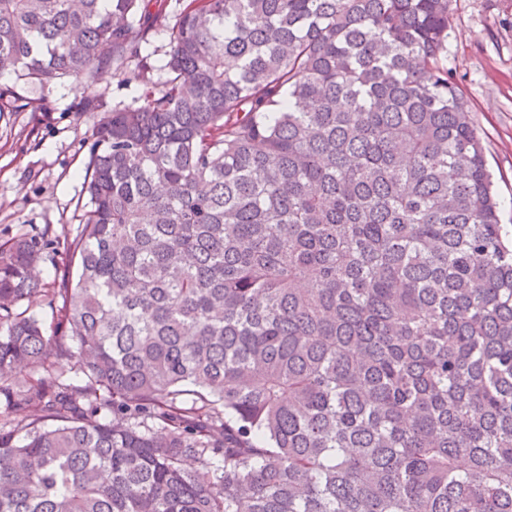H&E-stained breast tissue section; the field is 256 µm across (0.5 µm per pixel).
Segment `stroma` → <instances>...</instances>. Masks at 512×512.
<instances>
[{"instance_id":"35a3bbf8","label":"stroma","mask_w":512,"mask_h":512,"mask_svg":"<svg viewBox=\"0 0 512 512\" xmlns=\"http://www.w3.org/2000/svg\"><path fill=\"white\" fill-rule=\"evenodd\" d=\"M448 66L466 93L486 148L502 223L512 224V0H452ZM180 11L166 0L165 12L148 34L143 51L156 65L154 81L168 77L159 65L169 49L168 26ZM137 81L120 82L104 71L91 89L64 81L50 87L0 77V242L50 230L75 235L87 194L84 176L88 141L101 111L138 105ZM68 258L50 248L41 265L45 295L32 312L51 321L49 292L59 287Z\"/></svg>"}]
</instances>
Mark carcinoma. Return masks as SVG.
<instances>
[{
  "mask_svg": "<svg viewBox=\"0 0 512 512\" xmlns=\"http://www.w3.org/2000/svg\"><path fill=\"white\" fill-rule=\"evenodd\" d=\"M0 0V76L143 87L45 324L0 243V512H512V227L452 0ZM175 0H166L164 16L157 20L148 34L146 44L143 43L142 54H149L151 64L158 66L165 58V52L169 50L168 26L175 22V16L179 13L182 5Z\"/></svg>",
  "mask_w": 512,
  "mask_h": 512,
  "instance_id": "cac0c4a2",
  "label": "carcinoma"
}]
</instances>
